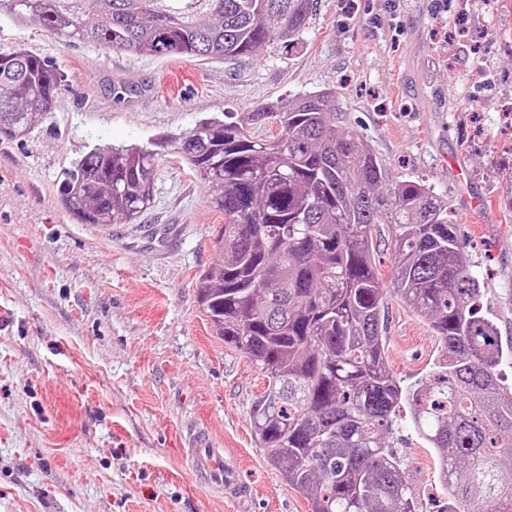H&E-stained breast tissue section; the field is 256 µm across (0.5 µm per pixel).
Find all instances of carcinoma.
I'll use <instances>...</instances> for the list:
<instances>
[{"label":"carcinoma","instance_id":"1","mask_svg":"<svg viewBox=\"0 0 512 512\" xmlns=\"http://www.w3.org/2000/svg\"><path fill=\"white\" fill-rule=\"evenodd\" d=\"M313 0H0V18L154 58L236 60L293 43ZM62 73L23 48L0 51V125L30 133ZM275 122L276 135L254 128ZM216 193L219 258L196 281L224 344L266 378L251 418L260 447L310 512H429L386 443L411 427L442 467L436 512H512V340L476 303L448 201L395 181L364 137L340 125L336 92L269 111L226 112L163 137ZM159 152L96 148L60 184L81 224L130 223L153 200ZM388 226L393 291L429 321L443 350L407 383L386 364L387 288L372 227Z\"/></svg>","mask_w":512,"mask_h":512}]
</instances>
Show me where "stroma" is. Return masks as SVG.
Returning a JSON list of instances; mask_svg holds the SVG:
<instances>
[{"label": "stroma", "mask_w": 512, "mask_h": 512, "mask_svg": "<svg viewBox=\"0 0 512 512\" xmlns=\"http://www.w3.org/2000/svg\"><path fill=\"white\" fill-rule=\"evenodd\" d=\"M512 0H315L294 45L242 60L157 59L0 20V49L49 58L63 82L22 139L0 138V512H308L260 448L259 371L216 336L196 278L224 223L211 192L161 148L136 221L77 222L58 187L95 148L148 146L198 119L332 89L392 176L448 201L484 310L512 338ZM467 172L457 179L454 160ZM387 361L425 375L442 353L396 295ZM206 434L235 455L244 501L202 485L187 458ZM424 495L440 469L407 424L388 436Z\"/></svg>", "instance_id": "obj_1"}]
</instances>
